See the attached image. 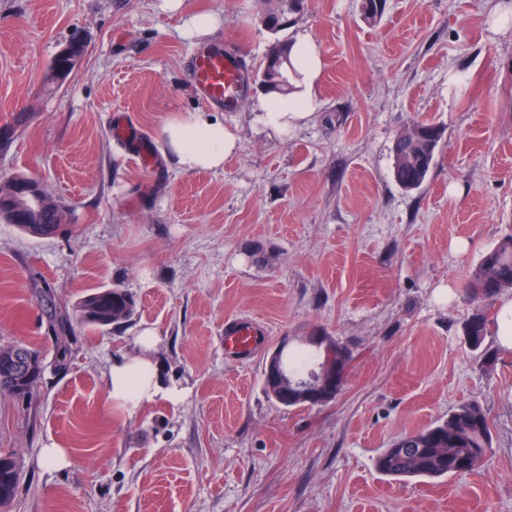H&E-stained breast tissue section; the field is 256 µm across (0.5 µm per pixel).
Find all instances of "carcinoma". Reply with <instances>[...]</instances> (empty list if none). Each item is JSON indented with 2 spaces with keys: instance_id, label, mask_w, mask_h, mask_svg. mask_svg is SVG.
<instances>
[{
  "instance_id": "carcinoma-1",
  "label": "carcinoma",
  "mask_w": 512,
  "mask_h": 512,
  "mask_svg": "<svg viewBox=\"0 0 512 512\" xmlns=\"http://www.w3.org/2000/svg\"><path fill=\"white\" fill-rule=\"evenodd\" d=\"M304 10V0H259V20L274 35L287 30ZM296 72L290 60L289 41L277 37L270 45L259 83L267 94L286 98L294 89ZM444 134L434 122H420L398 134L393 142L396 182L404 189L420 187L435 164L437 148ZM66 220L57 203L46 204L29 214V222L17 228L36 238L55 235ZM512 290V234L506 235L480 258L468 283L469 295L483 302L464 326L469 346L481 351L487 336L491 300ZM44 313L54 338L51 366L57 374L69 369L72 346L76 341L74 324L108 330L126 323L135 314L134 298L120 288H102L83 297L70 313L55 301L51 287L41 291ZM323 347L291 351L283 358V367L294 380L312 375L322 361ZM41 352L23 343L0 345V394L30 402L37 395L46 365L29 371L26 357ZM492 434L487 411L477 399L467 401L449 414L420 430L395 440L376 458L377 470L395 478L462 477L479 470L491 447ZM21 481L16 458L0 453V509L15 496Z\"/></svg>"
}]
</instances>
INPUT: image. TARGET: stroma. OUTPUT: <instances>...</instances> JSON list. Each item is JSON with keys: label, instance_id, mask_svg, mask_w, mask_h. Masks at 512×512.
<instances>
[{"label": "stroma", "instance_id": "1", "mask_svg": "<svg viewBox=\"0 0 512 512\" xmlns=\"http://www.w3.org/2000/svg\"><path fill=\"white\" fill-rule=\"evenodd\" d=\"M258 0H0V177H37L66 209L61 232L0 221V345L52 358L40 290L75 304L100 288L133 295L130 322L77 329L70 369L46 370L36 398L0 394V451L22 468L6 512H512V352L488 333L471 350L465 283L512 232V29L486 0H307L283 36L317 46L315 112L276 134L255 122L274 39ZM210 12L203 39L181 30ZM87 53L68 81L43 77L72 34ZM238 57L244 95L225 111L237 152L220 171L182 174L161 157L172 116L213 111L190 76L195 49ZM444 129L424 184L393 173L398 132ZM267 341L224 352L226 320ZM149 356L181 396L124 411L108 398L114 358ZM322 331L348 346L340 394L284 409L262 365L283 337ZM479 399L492 444L480 474L437 481L381 474L403 434ZM70 464H42L43 448ZM219 24L220 20L216 14L199 13L185 22L182 33L186 38L199 39L213 33Z\"/></svg>", "mask_w": 512, "mask_h": 512}]
</instances>
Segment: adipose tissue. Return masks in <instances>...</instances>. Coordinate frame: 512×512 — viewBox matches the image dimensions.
Returning <instances> with one entry per match:
<instances>
[{
	"label": "adipose tissue",
	"mask_w": 512,
	"mask_h": 512,
	"mask_svg": "<svg viewBox=\"0 0 512 512\" xmlns=\"http://www.w3.org/2000/svg\"><path fill=\"white\" fill-rule=\"evenodd\" d=\"M291 59L302 77L301 83L287 103L261 101L257 114L263 126L278 133L297 128L310 117L314 85L322 70L321 56L307 37L292 42ZM162 142L164 159L174 162L184 174L222 170L238 149V138L225 127L223 119L207 112H186L171 118L162 129ZM109 397L114 404L131 409L158 397L174 400L178 394L162 387L149 359L123 357L111 366Z\"/></svg>",
	"instance_id": "ef3b65f1"
}]
</instances>
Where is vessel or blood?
Segmentation results:
<instances>
[{"label":"vessel or blood","instance_id":"vessel-or-blood-1","mask_svg":"<svg viewBox=\"0 0 512 512\" xmlns=\"http://www.w3.org/2000/svg\"><path fill=\"white\" fill-rule=\"evenodd\" d=\"M194 79L202 96L210 103L232 106L243 89L237 58L226 51L201 48L194 53ZM265 339L263 332L237 321L224 325V351L240 357L253 355Z\"/></svg>","mask_w":512,"mask_h":512}]
</instances>
